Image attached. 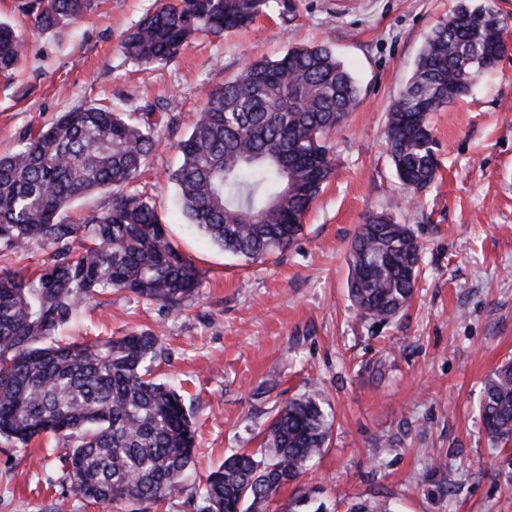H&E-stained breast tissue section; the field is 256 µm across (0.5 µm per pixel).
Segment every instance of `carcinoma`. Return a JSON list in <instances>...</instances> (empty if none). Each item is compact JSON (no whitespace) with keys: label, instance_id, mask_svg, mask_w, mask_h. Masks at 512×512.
<instances>
[{"label":"carcinoma","instance_id":"cac0c4a2","mask_svg":"<svg viewBox=\"0 0 512 512\" xmlns=\"http://www.w3.org/2000/svg\"><path fill=\"white\" fill-rule=\"evenodd\" d=\"M265 0H159L122 40L124 55L166 65L198 34L220 36L253 23ZM96 0H26L39 31L82 21ZM490 5L462 2L431 30L412 76L386 117L388 150L408 195L426 190L438 169L429 115L463 96L506 53V21L493 27ZM27 45L0 22V76L10 78ZM348 70L327 48L296 46L280 59H257L208 90L206 103L177 143L171 180L188 223L226 252L251 262L283 250L335 169L329 142L359 104ZM157 104L80 106L49 127L27 128L20 148L0 154V248L36 239L56 247L34 277L0 273V438L26 445L62 442L75 494L99 504L164 502L184 489L196 452L195 429L179 392L150 378L162 356L150 331L83 342L53 341L79 308L105 291H124L179 311L202 273L168 237L152 198L133 187L157 140ZM104 192L112 206L82 223L65 210ZM424 246L408 224L368 216L350 246L348 297L361 315L387 322L407 309ZM483 429L512 441V361L485 382ZM333 420L315 394L277 410L261 454L242 452L206 479L201 512H267L281 487L304 474L327 447ZM290 512H329L302 494ZM346 512H393L385 500Z\"/></svg>","mask_w":512,"mask_h":512}]
</instances>
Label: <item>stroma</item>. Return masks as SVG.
I'll use <instances>...</instances> for the list:
<instances>
[{
  "label": "stroma",
  "instance_id": "stroma-1",
  "mask_svg": "<svg viewBox=\"0 0 512 512\" xmlns=\"http://www.w3.org/2000/svg\"><path fill=\"white\" fill-rule=\"evenodd\" d=\"M457 0H267L251 28L197 36L168 65L140 67L121 40L156 0H101L95 15L39 32L0 0L30 53L0 79V153L21 132L83 105L156 103L178 115L158 124L159 146L137 178L170 240L203 274L181 312L115 291L81 307L62 338L83 341L152 330L165 359L154 377L175 386L196 426L185 491L153 504H97L75 495L54 440L0 441V512H200L206 475L257 449L288 398L318 394L335 417L313 468L280 489L268 512L303 493L336 512L386 500L396 512H512V444L484 433L485 381L512 359V49L468 96L434 113L440 164L409 203L386 150V114L411 76L426 34ZM325 46L350 69L362 101L331 142L336 171L312 203L302 234L261 262L224 253L187 224L169 174L174 144L205 100L253 59ZM392 214L424 246L410 307L385 323L347 295L351 241L371 213Z\"/></svg>",
  "mask_w": 512,
  "mask_h": 512
}]
</instances>
